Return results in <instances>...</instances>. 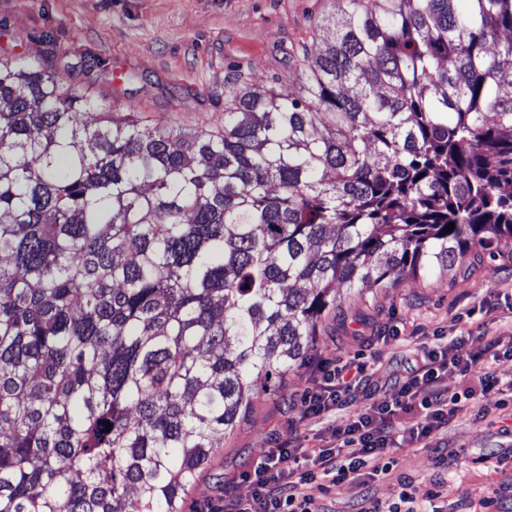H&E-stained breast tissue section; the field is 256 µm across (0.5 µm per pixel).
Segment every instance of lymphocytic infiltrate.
<instances>
[{"mask_svg":"<svg viewBox=\"0 0 512 512\" xmlns=\"http://www.w3.org/2000/svg\"><path fill=\"white\" fill-rule=\"evenodd\" d=\"M456 341L435 337L426 347L422 364L398 381L390 397L379 403L365 404L357 414L333 428L336 446L330 448H291L279 445L268 449L245 480L252 487L250 499L243 500L225 492L217 505L207 512H325L306 488L316 481L336 484L353 475L370 479L385 477L396 465L395 435L401 414L419 409L422 420L408 428L409 439H427L462 409L463 400L480 395L484 408L504 402V391L489 360L512 357V342L489 337L483 349L468 357L456 354ZM483 368L479 393L449 394L442 380L448 372L469 375ZM370 361L366 355L346 359L317 360L313 383L305 395V416H327L343 409L362 393L369 380Z\"/></svg>","mask_w":512,"mask_h":512,"instance_id":"1","label":"lymphocytic infiltrate"}]
</instances>
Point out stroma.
<instances>
[{
  "label": "stroma",
  "mask_w": 512,
  "mask_h": 512,
  "mask_svg": "<svg viewBox=\"0 0 512 512\" xmlns=\"http://www.w3.org/2000/svg\"><path fill=\"white\" fill-rule=\"evenodd\" d=\"M334 10L333 0H0V53L51 56L62 84L190 132L222 123L224 91L238 84L298 91L304 77L292 58L333 30ZM340 294L312 358L373 355L367 389L383 401L422 362L434 335L464 337V354L486 337L512 336V240L473 249L462 267L442 275L420 271L387 288L344 287ZM311 384L306 361L256 401L234 436L218 441L184 512H202L228 489L249 497L241 474L277 440L299 448L334 444L330 420L303 415ZM476 412L469 407L430 439L403 444L379 482L360 477L308 492L326 512H353L369 496L391 502L406 479L419 503L441 484L436 504L443 512H512V467L487 461L512 455V434L502 431L501 414Z\"/></svg>",
  "instance_id": "1"
}]
</instances>
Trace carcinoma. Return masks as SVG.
Returning a JSON list of instances; mask_svg holds the SVG:
<instances>
[{"mask_svg":"<svg viewBox=\"0 0 512 512\" xmlns=\"http://www.w3.org/2000/svg\"><path fill=\"white\" fill-rule=\"evenodd\" d=\"M336 12L189 133L0 55V512H183L336 286L512 239V0Z\"/></svg>","mask_w":512,"mask_h":512,"instance_id":"carcinoma-1","label":"carcinoma"}]
</instances>
